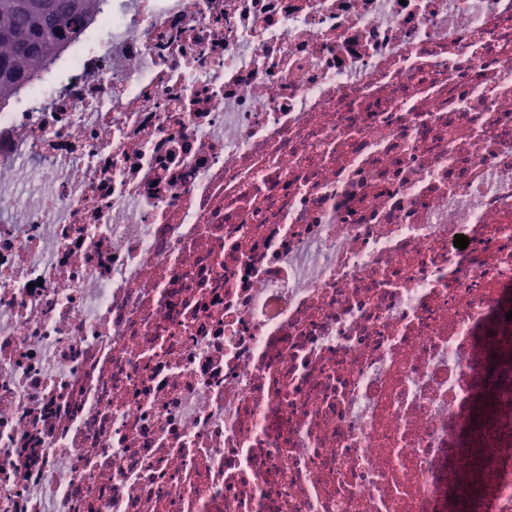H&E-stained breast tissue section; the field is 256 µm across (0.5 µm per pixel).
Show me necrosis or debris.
<instances>
[{
	"mask_svg": "<svg viewBox=\"0 0 512 512\" xmlns=\"http://www.w3.org/2000/svg\"><path fill=\"white\" fill-rule=\"evenodd\" d=\"M102 15L0 106V512H512V0Z\"/></svg>",
	"mask_w": 512,
	"mask_h": 512,
	"instance_id": "1",
	"label": "necrosis or debris"
}]
</instances>
